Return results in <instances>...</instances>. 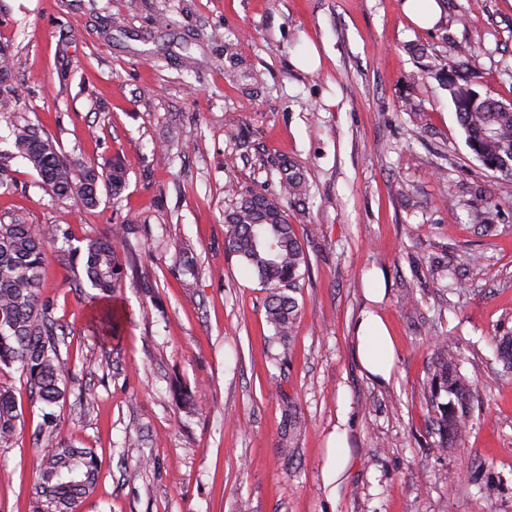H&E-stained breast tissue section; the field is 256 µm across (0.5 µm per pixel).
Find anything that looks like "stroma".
I'll return each mask as SVG.
<instances>
[{
	"label": "stroma",
	"mask_w": 512,
	"mask_h": 512,
	"mask_svg": "<svg viewBox=\"0 0 512 512\" xmlns=\"http://www.w3.org/2000/svg\"><path fill=\"white\" fill-rule=\"evenodd\" d=\"M437 3L422 28L406 0H0V42L21 62L16 115L63 154L128 172L121 198L58 201L0 122L14 182L0 214L46 233L42 294L79 379L59 436L97 457L78 512H512V369L496 349L512 336V200L469 151L440 75L474 55L477 89L512 100V0ZM286 161L308 185L286 215L309 271L282 346L224 224L229 186L281 194ZM119 224L114 303L128 319L105 345L85 328L71 257ZM368 308L395 342L387 384L355 356ZM443 332L473 382L469 431L445 450L428 402ZM177 382L193 408L175 404ZM0 384L23 414L0 447V512H28L41 412L18 367ZM341 408L349 448L329 482Z\"/></svg>",
	"instance_id": "obj_1"
}]
</instances>
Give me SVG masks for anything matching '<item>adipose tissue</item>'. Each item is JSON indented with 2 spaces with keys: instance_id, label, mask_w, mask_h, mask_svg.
Instances as JSON below:
<instances>
[{
  "instance_id": "obj_1",
  "label": "adipose tissue",
  "mask_w": 512,
  "mask_h": 512,
  "mask_svg": "<svg viewBox=\"0 0 512 512\" xmlns=\"http://www.w3.org/2000/svg\"><path fill=\"white\" fill-rule=\"evenodd\" d=\"M356 355L370 377L387 382L391 379L393 338L381 318L364 311L355 328Z\"/></svg>"
}]
</instances>
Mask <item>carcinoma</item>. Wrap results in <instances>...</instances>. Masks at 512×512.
<instances>
[{"label":"carcinoma","mask_w":512,"mask_h":512,"mask_svg":"<svg viewBox=\"0 0 512 512\" xmlns=\"http://www.w3.org/2000/svg\"><path fill=\"white\" fill-rule=\"evenodd\" d=\"M448 94L466 142L474 157L498 175L502 193L512 196V102L490 96L462 101L463 88L472 86L471 63L465 56L448 62ZM15 87L0 83V119H11ZM17 153L41 177L46 192L57 200H78L86 208L99 204L100 188L114 196L125 189L127 173L115 159L102 165L63 155L56 142L25 123L12 124ZM283 188L288 200L305 194L304 176L288 167ZM225 236L233 253L269 290L267 318L272 339L291 335L297 299L293 293L307 269V254L288 224L280 198L249 191L227 215ZM90 238L83 247L84 272L90 288L91 323L101 336H116L123 315L96 303L122 287L125 269L116 258V241ZM47 238L43 227L21 214L0 216V367L19 365L26 379L30 402L40 406L42 422L36 440L48 451L41 459L39 480L29 512H70L95 488L98 470L95 452L77 448L58 436L54 408L65 399L63 381L64 325L54 316V305L41 293ZM437 357L431 379L429 403L435 413L440 447L462 441L470 417L471 382L461 374L459 357L448 336L435 337ZM22 412L11 389L0 386V447L15 435Z\"/></svg>","instance_id":"obj_1"}]
</instances>
